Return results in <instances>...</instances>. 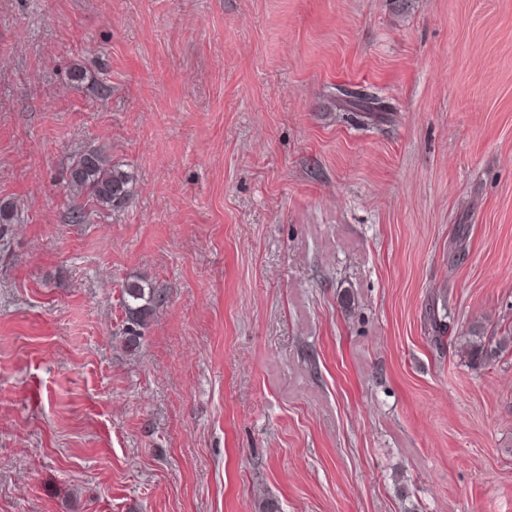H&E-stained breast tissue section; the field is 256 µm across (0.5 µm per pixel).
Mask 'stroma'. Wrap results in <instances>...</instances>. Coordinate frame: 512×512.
<instances>
[{"instance_id":"obj_1","label":"stroma","mask_w":512,"mask_h":512,"mask_svg":"<svg viewBox=\"0 0 512 512\" xmlns=\"http://www.w3.org/2000/svg\"><path fill=\"white\" fill-rule=\"evenodd\" d=\"M0 202V512H512V0H0ZM130 176L96 152L79 154L69 168L73 198L87 199L101 209L121 207L130 194ZM154 292L148 287L146 280L129 281L123 289L122 304L124 308L125 330L123 337L128 347L137 348L140 329L145 328L152 311Z\"/></svg>"}]
</instances>
